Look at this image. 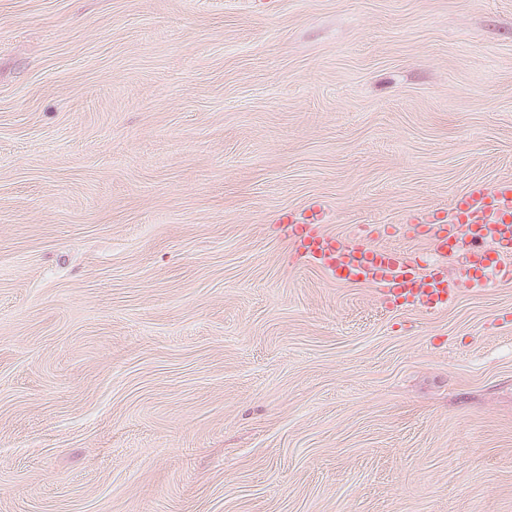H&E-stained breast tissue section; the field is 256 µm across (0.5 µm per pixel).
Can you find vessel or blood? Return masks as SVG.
I'll use <instances>...</instances> for the list:
<instances>
[{"mask_svg":"<svg viewBox=\"0 0 512 512\" xmlns=\"http://www.w3.org/2000/svg\"><path fill=\"white\" fill-rule=\"evenodd\" d=\"M321 207H314L308 224L290 228L299 252L332 278L346 283H368L380 299L426 313L446 307L459 294L457 283L439 268H421L404 251L354 244L317 231ZM424 233L436 251L468 248L476 258L471 287L512 284V180L472 183L445 216L430 214Z\"/></svg>","mask_w":512,"mask_h":512,"instance_id":"vessel-or-blood-1","label":"vessel or blood"}]
</instances>
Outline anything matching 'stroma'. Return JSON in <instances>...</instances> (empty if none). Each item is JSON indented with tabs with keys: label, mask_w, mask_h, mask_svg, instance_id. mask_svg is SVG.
<instances>
[{
	"label": "stroma",
	"mask_w": 512,
	"mask_h": 512,
	"mask_svg": "<svg viewBox=\"0 0 512 512\" xmlns=\"http://www.w3.org/2000/svg\"><path fill=\"white\" fill-rule=\"evenodd\" d=\"M507 178L512 0H0V512H512V286L279 221L461 280ZM421 222L422 233L436 251L467 247L477 257L475 273L469 276L471 288L512 284V249L500 246L512 242L511 179L474 182L455 200L448 216L432 213ZM489 240L498 247L487 248ZM288 228L306 259L339 281L371 284L384 302L431 313L446 307L460 292L438 267L422 269L404 251L340 241L317 231L315 225Z\"/></svg>",
	"instance_id": "obj_1"
}]
</instances>
